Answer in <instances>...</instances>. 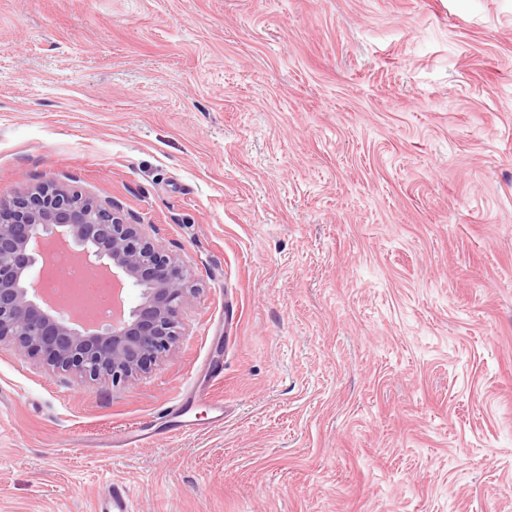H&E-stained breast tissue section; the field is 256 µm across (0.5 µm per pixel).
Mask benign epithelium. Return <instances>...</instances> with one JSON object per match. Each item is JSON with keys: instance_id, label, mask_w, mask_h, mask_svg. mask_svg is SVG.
Returning <instances> with one entry per match:
<instances>
[{"instance_id": "obj_1", "label": "benign epithelium", "mask_w": 512, "mask_h": 512, "mask_svg": "<svg viewBox=\"0 0 512 512\" xmlns=\"http://www.w3.org/2000/svg\"><path fill=\"white\" fill-rule=\"evenodd\" d=\"M61 241L112 281V317L80 324L41 296L35 255ZM180 258L166 253L116 207L51 183L0 199V342L78 378L125 383L147 372L179 336L194 290ZM140 301L125 310L126 286Z\"/></svg>"}]
</instances>
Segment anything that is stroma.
<instances>
[{
	"mask_svg": "<svg viewBox=\"0 0 512 512\" xmlns=\"http://www.w3.org/2000/svg\"><path fill=\"white\" fill-rule=\"evenodd\" d=\"M47 180L196 294L126 384L0 343V512H512V0H0V196ZM175 413L170 421L168 430L179 434L195 432L197 428L196 420L192 417V404L189 400L180 399L169 411ZM107 512H133L126 488L120 483H112L108 491Z\"/></svg>",
	"mask_w": 512,
	"mask_h": 512,
	"instance_id": "stroma-1",
	"label": "stroma"
}]
</instances>
